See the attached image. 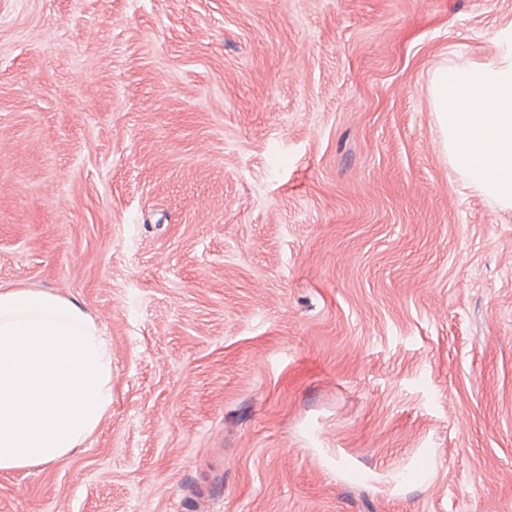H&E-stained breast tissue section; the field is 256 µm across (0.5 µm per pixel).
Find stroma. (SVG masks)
<instances>
[{"label":"stroma","mask_w":512,"mask_h":512,"mask_svg":"<svg viewBox=\"0 0 512 512\" xmlns=\"http://www.w3.org/2000/svg\"><path fill=\"white\" fill-rule=\"evenodd\" d=\"M512 0H0V285L112 408L0 512H512V210L434 65Z\"/></svg>","instance_id":"1"}]
</instances>
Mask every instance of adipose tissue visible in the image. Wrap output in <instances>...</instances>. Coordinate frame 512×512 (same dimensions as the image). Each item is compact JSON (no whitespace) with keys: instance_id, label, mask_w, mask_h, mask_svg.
Returning <instances> with one entry per match:
<instances>
[{"instance_id":"adipose-tissue-1","label":"adipose tissue","mask_w":512,"mask_h":512,"mask_svg":"<svg viewBox=\"0 0 512 512\" xmlns=\"http://www.w3.org/2000/svg\"><path fill=\"white\" fill-rule=\"evenodd\" d=\"M429 93L453 170L512 209V47L484 64H436ZM112 407V352L77 301L0 289V470L66 457Z\"/></svg>"}]
</instances>
